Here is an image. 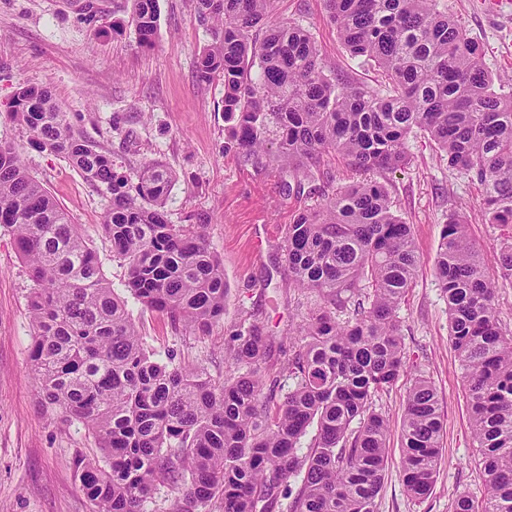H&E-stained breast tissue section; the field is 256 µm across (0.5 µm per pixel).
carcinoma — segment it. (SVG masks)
<instances>
[{
    "label": "carcinoma",
    "instance_id": "1",
    "mask_svg": "<svg viewBox=\"0 0 512 512\" xmlns=\"http://www.w3.org/2000/svg\"><path fill=\"white\" fill-rule=\"evenodd\" d=\"M130 2L129 23L148 48L159 0ZM275 2L197 0L211 35L197 71L224 83V151L261 166L286 161L295 175L284 191L320 198L294 211L284 256L288 285L318 293L325 306L299 326L277 374L259 369L273 342L254 323L231 337L230 357L244 370L232 380L217 382L172 354L157 358L68 212L20 149L0 141V227L34 285V377L45 405L82 425L102 452L79 466L95 512H157L161 486L176 494L172 512H375L390 425L372 404L405 372L396 311L419 257L411 226L372 175L408 163L414 131L482 186L487 223L502 230L495 262L512 284V90L499 92L485 71L483 45L439 0H324L346 51L383 74L375 89L331 70L308 30L274 19ZM8 115L34 146L64 156L110 195L101 229L133 298L202 333L223 320L224 268L204 226L168 222L169 166L118 171L42 86L18 88ZM336 158L354 174L340 188L323 171ZM486 267L466 221L449 216L436 279L485 486L480 499L459 497L453 512H512V334L501 328L498 283ZM443 428L436 388L418 375L400 425V476L415 498L434 483Z\"/></svg>",
    "mask_w": 512,
    "mask_h": 512
}]
</instances>
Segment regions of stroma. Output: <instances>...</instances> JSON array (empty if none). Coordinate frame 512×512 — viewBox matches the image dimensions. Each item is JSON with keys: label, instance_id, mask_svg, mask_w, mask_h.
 Here are the masks:
<instances>
[{"label": "stroma", "instance_id": "obj_1", "mask_svg": "<svg viewBox=\"0 0 512 512\" xmlns=\"http://www.w3.org/2000/svg\"><path fill=\"white\" fill-rule=\"evenodd\" d=\"M81 0H0V141L17 145L29 172L65 208L96 250L116 292L125 271L101 232L106 194L88 185L64 157L30 146L24 128L7 117L22 86L48 87L76 132L111 154L117 165L138 168L148 160L171 167L176 181L167 201L173 224L204 225L224 265L228 291L224 319L201 335L128 299L132 319L158 356L199 365L216 380L237 376L227 355L232 333L255 319L288 345V334L322 306L314 292L285 288L286 226L299 203L283 191L278 172L241 162L225 152L224 85L202 81L197 59L210 41L196 0H159L160 24L152 48L137 44L133 28L112 33L128 0H99L103 17L83 22ZM466 32L484 46L491 76L512 79V0L497 11L481 0H441ZM277 14L309 29L336 72L370 86L381 82L373 67L351 58L324 17L322 0H278ZM410 161L384 181L403 220L410 224L420 265L397 317L403 325L409 369L373 408L391 423L388 466L376 512H453L461 495H482L460 361L448 340V302L434 265L443 224L451 213L468 223L486 255L495 254L499 231L481 213L482 188L449 169L426 134L407 141ZM262 251L253 254L254 241ZM33 286L12 237L0 233V512H92L80 488L78 464L99 456L82 426L59 423L41 403L30 359L33 328L28 295ZM429 378L445 418L435 482L414 500L400 477V424L406 391L416 375Z\"/></svg>", "mask_w": 512, "mask_h": 512}]
</instances>
